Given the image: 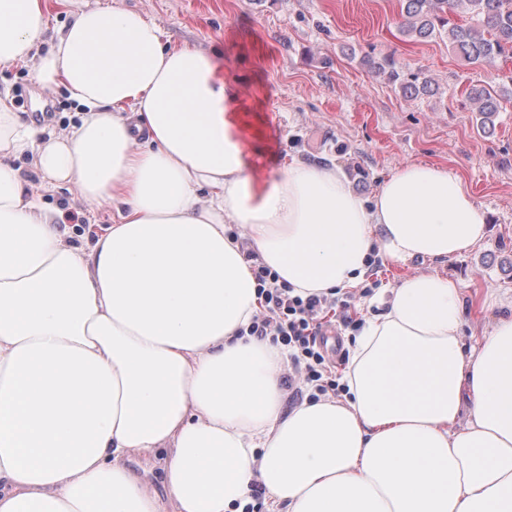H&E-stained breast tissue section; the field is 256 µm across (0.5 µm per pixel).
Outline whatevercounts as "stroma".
Returning <instances> with one entry per match:
<instances>
[{"instance_id":"35a3bbf8","label":"stroma","mask_w":512,"mask_h":512,"mask_svg":"<svg viewBox=\"0 0 512 512\" xmlns=\"http://www.w3.org/2000/svg\"><path fill=\"white\" fill-rule=\"evenodd\" d=\"M137 11L155 22L170 46L201 49L236 79L244 108L263 121L264 171L298 159L337 164L358 194L371 197L396 169L414 163L448 167L468 184L487 218L484 239L445 264L414 260L403 266L373 260L364 281L341 292L357 319L367 297L406 276L437 272L465 285L461 334L472 343L512 311V111L492 129L477 125L466 97L476 81L508 74L469 65L447 40L419 41L398 30L397 0H80ZM391 54L421 69L433 94L404 96L373 75L366 55ZM31 65L0 68V96L23 95L14 111L45 132L76 124L64 90L36 85ZM39 204L58 212L75 245L112 222V206L89 205L71 187H44L29 154L12 160Z\"/></svg>"}]
</instances>
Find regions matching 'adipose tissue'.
I'll return each mask as SVG.
<instances>
[{
    "label": "adipose tissue",
    "mask_w": 512,
    "mask_h": 512,
    "mask_svg": "<svg viewBox=\"0 0 512 512\" xmlns=\"http://www.w3.org/2000/svg\"><path fill=\"white\" fill-rule=\"evenodd\" d=\"M0 0V68L35 61L80 122L37 140L0 98V512H512V314L465 346L460 281L369 298L338 396L287 405L288 353L247 335L260 262L295 294L370 257L442 264L485 236L456 172L400 167L371 198L339 166L259 172L233 79L132 10ZM116 217L87 247L10 159ZM164 452V494L125 465ZM49 15V30L40 45V54L49 47L54 30L62 24L70 21L69 9L60 0H47Z\"/></svg>",
    "instance_id": "1"
}]
</instances>
